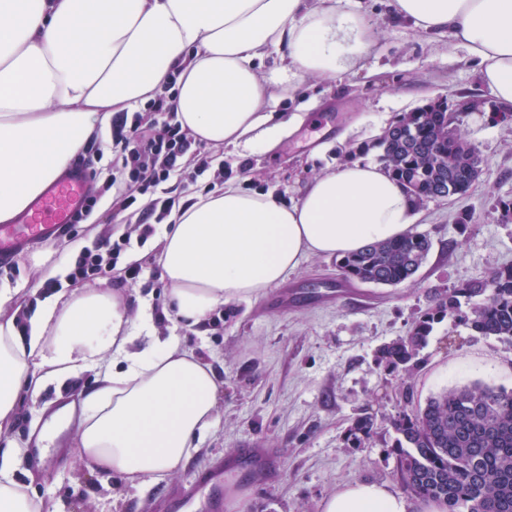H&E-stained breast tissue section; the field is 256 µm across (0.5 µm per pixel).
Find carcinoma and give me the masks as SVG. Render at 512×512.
<instances>
[{
    "label": "carcinoma",
    "instance_id": "carcinoma-1",
    "mask_svg": "<svg viewBox=\"0 0 512 512\" xmlns=\"http://www.w3.org/2000/svg\"><path fill=\"white\" fill-rule=\"evenodd\" d=\"M457 113L435 103L399 115L375 139L380 161L415 204L437 195L465 194L482 173L483 159L454 126ZM432 240L412 231L366 244L338 260L343 281L398 286L426 261ZM481 297L483 302L472 300ZM452 317L481 336L512 339V266L431 296L408 335L382 345L376 362L391 374L410 373L434 324ZM403 490L445 512H512V391L489 386L444 391L391 421ZM371 417H355L346 440L354 448L373 437Z\"/></svg>",
    "mask_w": 512,
    "mask_h": 512
}]
</instances>
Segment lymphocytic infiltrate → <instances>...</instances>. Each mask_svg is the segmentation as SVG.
Listing matches in <instances>:
<instances>
[{
  "label": "lymphocytic infiltrate",
  "mask_w": 512,
  "mask_h": 512,
  "mask_svg": "<svg viewBox=\"0 0 512 512\" xmlns=\"http://www.w3.org/2000/svg\"><path fill=\"white\" fill-rule=\"evenodd\" d=\"M111 138L120 163L118 174L122 184L116 202L126 209L140 207L139 239L144 242L156 234L174 204L173 199L165 195L164 182L175 176L197 181L212 171L215 158L183 130L165 91L149 104L147 112L120 113L112 125ZM189 153L193 154L195 165L188 171L183 159ZM129 245V238L122 237L81 247L69 264L66 281L76 284L111 274L119 255Z\"/></svg>",
  "instance_id": "lymphocytic-infiltrate-1"
}]
</instances>
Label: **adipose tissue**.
I'll return each instance as SVG.
<instances>
[{"instance_id": "obj_1", "label": "adipose tissue", "mask_w": 512, "mask_h": 512, "mask_svg": "<svg viewBox=\"0 0 512 512\" xmlns=\"http://www.w3.org/2000/svg\"><path fill=\"white\" fill-rule=\"evenodd\" d=\"M422 33H452L482 82L512 105V0H390ZM374 42L364 17L332 0H0V222L23 212L113 114L168 82L185 129L216 147L270 145L283 133L267 112L257 69L286 48L280 73L335 75ZM415 204L383 165L348 161L314 175L298 199L252 192L236 180L187 210L162 239L168 312L195 326L220 304L283 283L310 256L340 257L407 234ZM15 289H0V424L47 382L95 371L97 387L53 420L74 426L83 465L135 486L175 474L216 422L222 392L212 369L151 314L108 288L48 300L16 325ZM0 453V512H43ZM387 484L337 485L318 512H411Z\"/></svg>"}]
</instances>
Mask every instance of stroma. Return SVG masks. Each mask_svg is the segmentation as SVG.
I'll list each match as a JSON object with an SVG mask.
<instances>
[{"label": "stroma", "mask_w": 512, "mask_h": 512, "mask_svg": "<svg viewBox=\"0 0 512 512\" xmlns=\"http://www.w3.org/2000/svg\"><path fill=\"white\" fill-rule=\"evenodd\" d=\"M336 8L359 10L373 27L375 44L362 68L334 77L306 75L287 85L265 61L272 111L284 120L299 114L302 123L273 148L218 147L216 158L236 170L245 187L291 200L309 176L336 166L344 151L372 142L400 114L444 98L452 106L477 104L461 113L458 130L483 158L482 175L464 196L420 205L415 228L429 234L433 247L413 281L344 286L335 258L312 256L283 283L286 305H271L265 294L229 303L228 315L201 327L159 319L158 330L179 336L184 348L201 356L224 392L214 433L170 478L133 487L123 475L87 470L71 439L45 455L32 447L49 419L46 404L61 406L93 387V373L50 382L38 400L19 403L0 426V448L10 440L26 444L13 476L31 487L47 512H161L162 503L190 495L204 469L244 448L273 449L279 473L257 482L232 471L238 498L225 501L224 512H316L338 484H398L396 458L384 445L394 438L391 419L408 405L475 384L512 390V341L477 335L450 318L435 324L410 375H389L375 361L380 346L407 335L433 290L512 265V218L503 216L504 205L512 204V121H491L501 106L451 34L412 29L392 15L387 0H336ZM77 231L74 238L34 242L0 268V285L17 289L26 312L41 301L36 269L61 268L73 246L122 235L135 239L141 229L136 211L108 202ZM159 251V237H151L137 250L143 266L137 281H104L130 311L144 300L159 309L166 302L153 260ZM363 413L373 416L376 434L353 448L345 432Z\"/></svg>", "instance_id": "35a3bbf8"}]
</instances>
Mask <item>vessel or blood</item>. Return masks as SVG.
I'll return each mask as SVG.
<instances>
[{
    "instance_id": "vessel-or-blood-1",
    "label": "vessel or blood",
    "mask_w": 512,
    "mask_h": 512,
    "mask_svg": "<svg viewBox=\"0 0 512 512\" xmlns=\"http://www.w3.org/2000/svg\"><path fill=\"white\" fill-rule=\"evenodd\" d=\"M89 184L77 169L51 182L14 221L0 224V262L8 261L32 240L47 239L63 230L81 207ZM246 467L260 479L278 466V459L263 448H246L229 466ZM227 466H216L202 476L197 491V512H222Z\"/></svg>"
}]
</instances>
